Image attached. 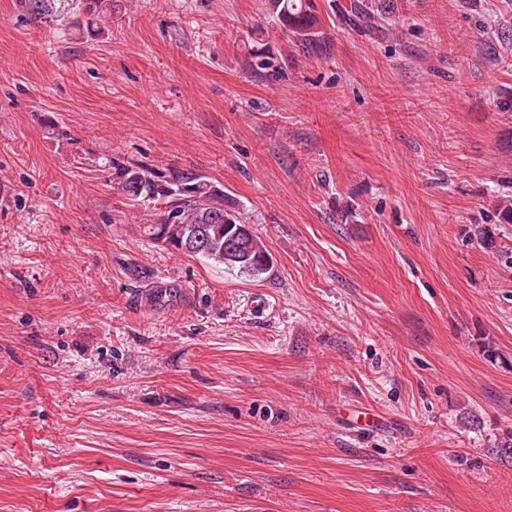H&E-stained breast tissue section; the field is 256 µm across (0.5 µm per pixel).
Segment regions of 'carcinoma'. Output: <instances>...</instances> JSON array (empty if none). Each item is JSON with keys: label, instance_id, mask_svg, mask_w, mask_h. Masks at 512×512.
<instances>
[{"label": "carcinoma", "instance_id": "1", "mask_svg": "<svg viewBox=\"0 0 512 512\" xmlns=\"http://www.w3.org/2000/svg\"><path fill=\"white\" fill-rule=\"evenodd\" d=\"M358 25L368 33L390 35L387 22L396 16L394 0H358L353 5ZM267 10L285 36L305 49L327 50L319 38L314 0H267ZM135 205L159 211L155 224H146L154 242L181 254L223 266L252 280L267 278L272 258L253 231H240L241 213L224 189L188 169L158 172L137 164L121 170L112 185Z\"/></svg>", "mask_w": 512, "mask_h": 512}]
</instances>
